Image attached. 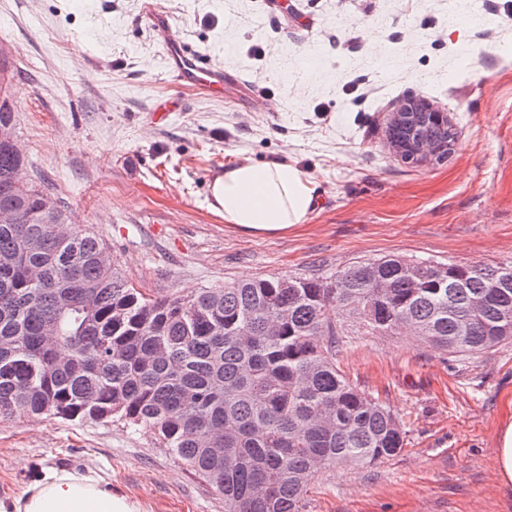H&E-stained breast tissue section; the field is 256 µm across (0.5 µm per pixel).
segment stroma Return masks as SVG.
I'll return each instance as SVG.
<instances>
[{"mask_svg": "<svg viewBox=\"0 0 512 512\" xmlns=\"http://www.w3.org/2000/svg\"><path fill=\"white\" fill-rule=\"evenodd\" d=\"M161 2L177 37L223 70V94L166 68L147 0H0L20 149L137 286L188 296L387 255L512 260V0ZM410 91L450 113L447 158L407 164L390 151L384 114ZM241 157L314 177L306 223L269 236L225 226L210 185ZM339 359L402 420L406 444L378 464L319 473L305 512H512L496 467L512 422V343L453 358L354 326ZM49 468L94 471L142 512H224L150 429L0 421V499Z\"/></svg>", "mask_w": 512, "mask_h": 512, "instance_id": "35a3bbf8", "label": "stroma"}]
</instances>
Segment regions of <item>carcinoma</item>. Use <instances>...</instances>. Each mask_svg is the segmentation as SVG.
I'll use <instances>...</instances> for the list:
<instances>
[{"instance_id": "carcinoma-1", "label": "carcinoma", "mask_w": 512, "mask_h": 512, "mask_svg": "<svg viewBox=\"0 0 512 512\" xmlns=\"http://www.w3.org/2000/svg\"><path fill=\"white\" fill-rule=\"evenodd\" d=\"M0 62V124L16 126ZM0 146V420L115 417L156 432L224 496V512H305L315 476L394 456L406 430L341 369V316L373 334L407 328L476 357L512 340V260L493 267L398 256L326 278L271 277L156 297L134 285L94 232L59 229L63 207ZM385 287L380 288L378 284ZM487 306L471 311L472 299ZM55 326L57 341L44 331ZM66 347L69 354L61 356Z\"/></svg>"}]
</instances>
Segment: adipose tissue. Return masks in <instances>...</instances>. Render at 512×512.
I'll return each mask as SVG.
<instances>
[{"label": "adipose tissue", "instance_id": "obj_1", "mask_svg": "<svg viewBox=\"0 0 512 512\" xmlns=\"http://www.w3.org/2000/svg\"><path fill=\"white\" fill-rule=\"evenodd\" d=\"M211 207L226 226L242 233L279 234L304 223L313 213L318 184L293 163L243 159L227 166L210 187ZM0 512H140L113 496L94 472L49 470L34 485L7 500Z\"/></svg>", "mask_w": 512, "mask_h": 512}]
</instances>
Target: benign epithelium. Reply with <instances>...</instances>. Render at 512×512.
Listing matches in <instances>:
<instances>
[{
	"label": "benign epithelium",
	"mask_w": 512,
	"mask_h": 512,
	"mask_svg": "<svg viewBox=\"0 0 512 512\" xmlns=\"http://www.w3.org/2000/svg\"><path fill=\"white\" fill-rule=\"evenodd\" d=\"M428 123L450 124L448 112L413 92L390 105L386 113V139L401 161L422 163L448 150V144H440L421 133V127Z\"/></svg>",
	"instance_id": "7a95c632"
}]
</instances>
